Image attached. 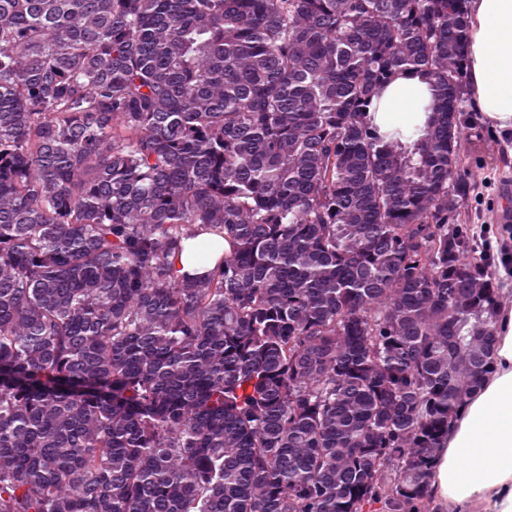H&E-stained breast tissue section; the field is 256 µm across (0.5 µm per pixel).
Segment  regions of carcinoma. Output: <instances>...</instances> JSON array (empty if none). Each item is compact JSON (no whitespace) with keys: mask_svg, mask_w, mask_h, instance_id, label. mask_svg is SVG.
Masks as SVG:
<instances>
[{"mask_svg":"<svg viewBox=\"0 0 512 512\" xmlns=\"http://www.w3.org/2000/svg\"><path fill=\"white\" fill-rule=\"evenodd\" d=\"M467 2L0 0V512H431L512 260ZM432 89L428 83L410 73L398 76L374 101L377 106L376 123L381 131L396 126L424 127L433 103ZM204 237H208V235L204 234L197 239H188L183 242V249L173 258L178 274H187L190 277L202 276L215 266L221 257V251L214 253L206 263H201L198 259V243Z\"/></svg>","mask_w":512,"mask_h":512,"instance_id":"1","label":"carcinoma"}]
</instances>
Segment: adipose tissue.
<instances>
[{"instance_id": "ef3b65f1", "label": "adipose tissue", "mask_w": 512, "mask_h": 512, "mask_svg": "<svg viewBox=\"0 0 512 512\" xmlns=\"http://www.w3.org/2000/svg\"><path fill=\"white\" fill-rule=\"evenodd\" d=\"M466 43L468 106L502 137L512 136V0H471ZM430 85L398 76L376 99L381 130L424 126ZM495 369L458 416L430 485L447 512H512V307L500 311Z\"/></svg>"}]
</instances>
